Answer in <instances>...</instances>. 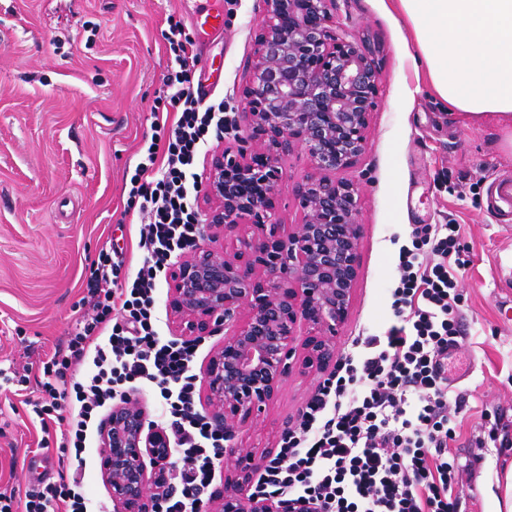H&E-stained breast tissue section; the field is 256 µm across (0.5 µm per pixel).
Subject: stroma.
<instances>
[{
	"label": "stroma",
	"instance_id": "1",
	"mask_svg": "<svg viewBox=\"0 0 512 512\" xmlns=\"http://www.w3.org/2000/svg\"><path fill=\"white\" fill-rule=\"evenodd\" d=\"M221 9L224 29L205 31L195 13ZM263 0H0V372L30 368L25 390L0 379V485L27 490L30 472L64 473L58 426L42 432L26 398L39 395L41 359L63 345L82 312L90 266L113 249L136 273L137 212L129 210L138 152L153 133V107L172 64L169 19L186 23L200 62L233 127L211 137L198 161L247 135L243 89L254 60ZM337 36L368 48L379 72L365 150L339 177L357 187L362 236L359 279L339 352L354 337L383 332L392 316L398 257L414 228L458 224L471 260L464 275L462 350L448 361L466 396L448 451L477 459L457 512H491L497 479L512 466V234L487 212L490 182L512 177V125L450 110L418 80L404 20L389 0H337ZM281 224L301 223L297 188L314 171L308 152L278 158ZM325 377L292 371L237 441L274 455L287 424Z\"/></svg>",
	"mask_w": 512,
	"mask_h": 512
}]
</instances>
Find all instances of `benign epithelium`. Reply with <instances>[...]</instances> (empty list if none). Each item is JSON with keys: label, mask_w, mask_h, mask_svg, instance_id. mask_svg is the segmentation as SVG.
Here are the masks:
<instances>
[{"label": "benign epithelium", "mask_w": 512, "mask_h": 512, "mask_svg": "<svg viewBox=\"0 0 512 512\" xmlns=\"http://www.w3.org/2000/svg\"><path fill=\"white\" fill-rule=\"evenodd\" d=\"M256 60L243 91L251 133L236 153L212 155L205 176V239L167 273L175 335L187 341L224 334L200 370L205 412L230 445L222 463L240 478L215 491L204 512H305L251 492L265 457L234 443L260 404L295 368L336 364L359 275L362 225L352 183L336 179L365 149L378 92L374 60L331 31L336 0H264ZM305 148L315 172L298 188L303 222L278 233L277 156ZM251 230L242 248L211 247L227 228ZM314 334L297 353L300 323ZM102 477L113 512H159L174 493L172 440L139 399L112 405L100 430Z\"/></svg>", "instance_id": "1"}]
</instances>
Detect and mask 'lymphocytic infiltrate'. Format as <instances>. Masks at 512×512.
Wrapping results in <instances>:
<instances>
[{"label": "lymphocytic infiltrate", "instance_id": "obj_1", "mask_svg": "<svg viewBox=\"0 0 512 512\" xmlns=\"http://www.w3.org/2000/svg\"><path fill=\"white\" fill-rule=\"evenodd\" d=\"M174 64L159 110L178 115L156 124L130 177L129 208L141 217L142 260L135 276L104 251L86 282L87 307L66 347L42 362L41 395L31 400L40 426L57 423L58 450L76 473L38 479L18 495L0 487V512H92L80 472L101 408L152 386L182 465L160 512H200L224 451V436L195 404L194 343L160 331L156 288L173 257L199 235L196 164L211 135L222 134L224 103L204 102L191 73L199 61L181 23L164 34ZM460 227L427 224L399 250L393 318L381 335L353 341L335 372L299 414L256 483L259 494L313 504L315 512H454L452 497L470 470L448 452L463 394H451L448 360L464 341ZM82 380L68 370L82 362Z\"/></svg>", "mask_w": 512, "mask_h": 512}]
</instances>
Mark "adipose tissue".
Wrapping results in <instances>:
<instances>
[{
  "label": "adipose tissue",
  "instance_id": "ef3b65f1",
  "mask_svg": "<svg viewBox=\"0 0 512 512\" xmlns=\"http://www.w3.org/2000/svg\"><path fill=\"white\" fill-rule=\"evenodd\" d=\"M415 65L455 109L512 124V0H397Z\"/></svg>",
  "mask_w": 512,
  "mask_h": 512
}]
</instances>
